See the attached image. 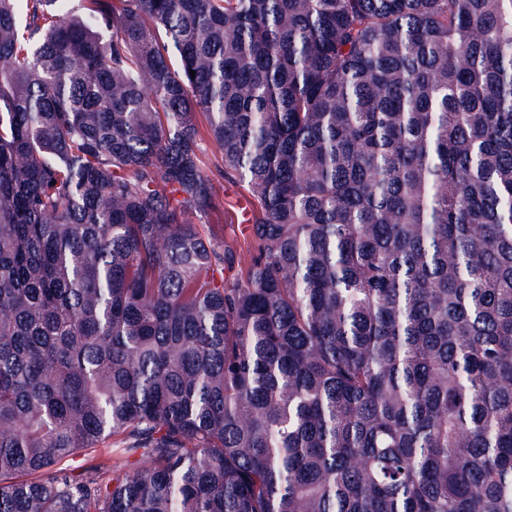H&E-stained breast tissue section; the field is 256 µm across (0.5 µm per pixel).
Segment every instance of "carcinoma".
<instances>
[{
  "mask_svg": "<svg viewBox=\"0 0 512 512\" xmlns=\"http://www.w3.org/2000/svg\"><path fill=\"white\" fill-rule=\"evenodd\" d=\"M0 512H512V0H0ZM200 156L203 160L204 171L215 179L214 182L220 196L224 198V209L211 212L208 216L202 218L198 224H201L204 234H213L232 243L236 239L239 240L236 227L240 237L242 233H248L249 224L253 221V204L249 197H240L235 211L234 202L237 193L247 194V192L237 180L224 179L218 174L215 167L217 153L212 144L203 142Z\"/></svg>",
  "mask_w": 512,
  "mask_h": 512,
  "instance_id": "obj_1",
  "label": "carcinoma"
}]
</instances>
